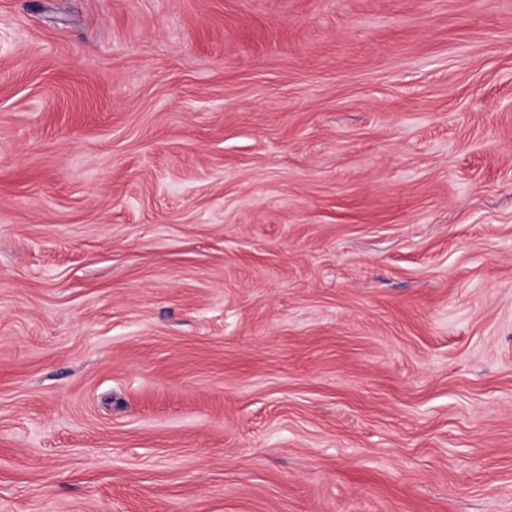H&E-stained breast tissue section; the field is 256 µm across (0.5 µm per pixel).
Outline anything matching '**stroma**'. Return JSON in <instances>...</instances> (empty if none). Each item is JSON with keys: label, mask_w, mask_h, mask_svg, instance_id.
Instances as JSON below:
<instances>
[{"label": "stroma", "mask_w": 512, "mask_h": 512, "mask_svg": "<svg viewBox=\"0 0 512 512\" xmlns=\"http://www.w3.org/2000/svg\"><path fill=\"white\" fill-rule=\"evenodd\" d=\"M0 512H512V0H0Z\"/></svg>", "instance_id": "obj_1"}]
</instances>
